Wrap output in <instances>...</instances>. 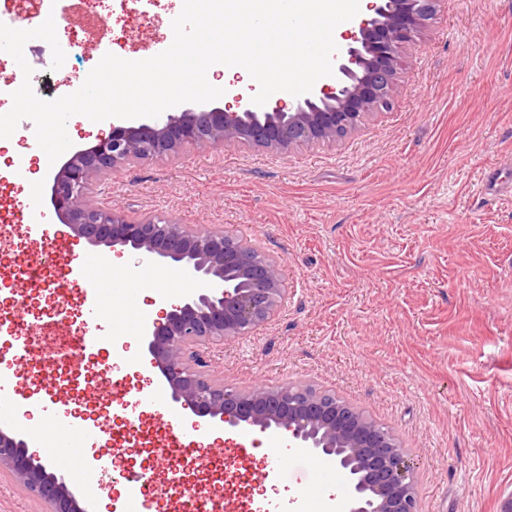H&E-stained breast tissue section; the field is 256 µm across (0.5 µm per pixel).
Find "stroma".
<instances>
[{"instance_id": "stroma-1", "label": "stroma", "mask_w": 512, "mask_h": 512, "mask_svg": "<svg viewBox=\"0 0 512 512\" xmlns=\"http://www.w3.org/2000/svg\"><path fill=\"white\" fill-rule=\"evenodd\" d=\"M67 35L147 59L171 35L140 6L90 30L78 13ZM32 61V87L52 100L76 91L88 58ZM33 130L0 151V212L20 231L0 250V313L40 320L27 286L28 249L44 180ZM512 0H442L420 32L390 109L336 144L278 153L195 146L163 162L112 173L94 200L133 218L224 228L278 258L288 298L271 321L225 341L212 361L240 390L305 385L328 391L390 430L416 462L420 512H499L512 492ZM30 193L31 209L18 197ZM113 297L127 330L144 322L158 289L128 281ZM31 330L25 349L0 339V366L41 407L35 431L52 433L44 408L63 403L69 356L46 367ZM285 429L239 428L228 447L252 462L251 482L339 512L347 476L319 472L302 454L288 474L268 457Z\"/></svg>"}]
</instances>
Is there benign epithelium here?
I'll return each mask as SVG.
<instances>
[{"label":"benign epithelium","instance_id":"1","mask_svg":"<svg viewBox=\"0 0 512 512\" xmlns=\"http://www.w3.org/2000/svg\"><path fill=\"white\" fill-rule=\"evenodd\" d=\"M441 0H372L351 43L333 59L336 79L286 107L266 112L220 107L164 112L137 126L112 125L95 144L53 166L45 207L93 247L137 251L174 265L206 288L153 324L148 349L175 403L232 429L276 426L299 448L329 456L348 477L341 512H418L416 463L396 437L368 416L313 385L224 387L205 373L202 348L240 338L273 318L288 296L281 263L222 228L196 230L93 200L119 168L173 158L190 146L248 145L278 152L336 142L367 115L390 105L403 50L433 19ZM44 501L49 512H88L68 487L14 434L0 430V471Z\"/></svg>","mask_w":512,"mask_h":512}]
</instances>
